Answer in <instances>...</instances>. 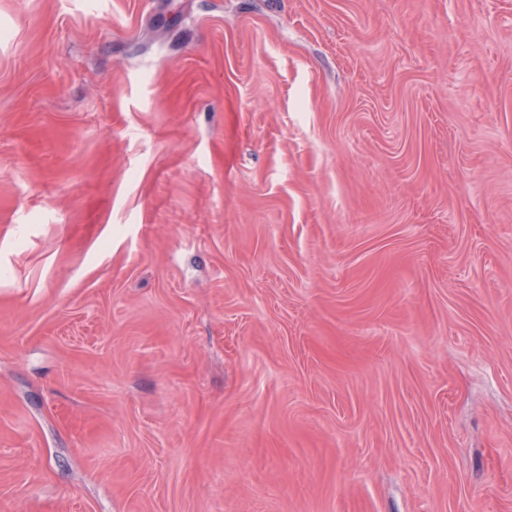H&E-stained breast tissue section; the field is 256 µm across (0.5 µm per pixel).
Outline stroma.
<instances>
[{
    "instance_id": "1",
    "label": "stroma",
    "mask_w": 512,
    "mask_h": 512,
    "mask_svg": "<svg viewBox=\"0 0 512 512\" xmlns=\"http://www.w3.org/2000/svg\"><path fill=\"white\" fill-rule=\"evenodd\" d=\"M0 512H512V0H0Z\"/></svg>"
}]
</instances>
